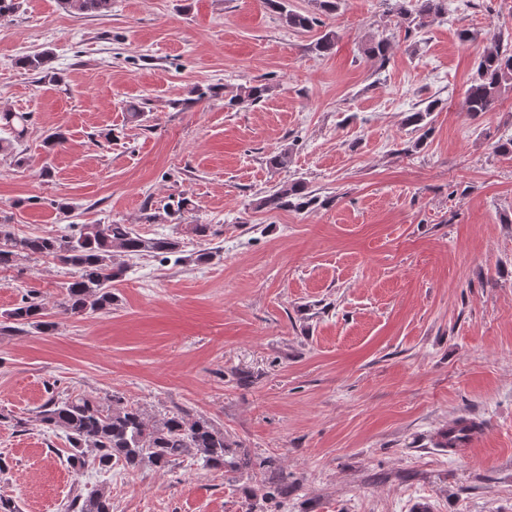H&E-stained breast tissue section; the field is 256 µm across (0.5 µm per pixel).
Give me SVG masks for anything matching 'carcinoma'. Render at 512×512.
<instances>
[{
    "label": "carcinoma",
    "mask_w": 512,
    "mask_h": 512,
    "mask_svg": "<svg viewBox=\"0 0 512 512\" xmlns=\"http://www.w3.org/2000/svg\"><path fill=\"white\" fill-rule=\"evenodd\" d=\"M66 8L82 13L108 10L111 0H61ZM282 22L296 32H311L323 21L308 13L287 8L286 0H266ZM392 12L398 23L423 28L435 18L448 14V0H394ZM337 32L328 30L319 36L314 49L325 56L336 47ZM390 44L373 40L365 48L366 56L380 67L389 60ZM52 59L50 51L23 56L17 65L28 71H44ZM512 84V43L497 41L487 46L476 72L465 92L467 112L477 116L492 111L502 92ZM270 87L256 83L240 88L228 105L253 104L262 101ZM442 102L434 99L414 112L407 113L405 125L419 136L403 152L424 144L431 134L432 112ZM30 125L27 112L0 111V154L9 155L18 167L28 165L23 141ZM319 202L305 182L297 180L267 191L256 202V208L268 212L303 211ZM181 251V241L173 235L145 238L129 224H74L64 235L19 236L11 225L0 224V271L14 268L22 257L56 261L73 270L71 280L62 287L57 308L64 315L82 316L112 308L116 300L112 288L121 280L125 265L117 257H162ZM6 319L28 325L41 334H51L57 323L47 320L48 313L38 297L22 298ZM38 421L51 431L65 433L71 453L69 461L76 469L95 466L108 470L116 466L135 469L148 462L157 468L168 467L184 456L195 453L203 466L224 469L237 465L231 456L235 442L224 436V430L212 420L193 418L185 410L150 421L140 408L125 403L113 394L105 397L77 395L61 398L52 393L39 407ZM65 512H112L107 491L96 489L88 495H74Z\"/></svg>",
    "instance_id": "obj_1"
}]
</instances>
